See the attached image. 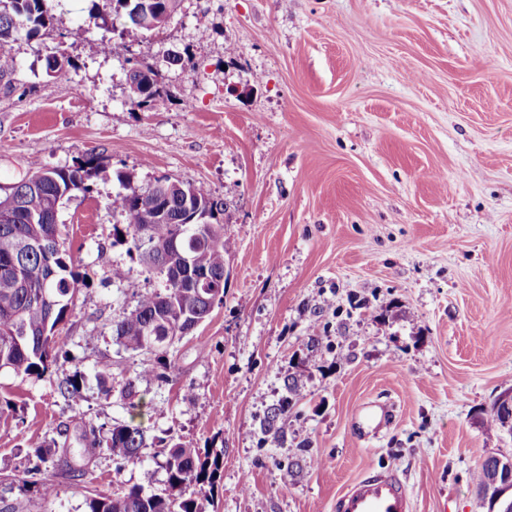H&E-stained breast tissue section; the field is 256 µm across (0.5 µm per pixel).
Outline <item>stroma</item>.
Wrapping results in <instances>:
<instances>
[{"mask_svg":"<svg viewBox=\"0 0 512 512\" xmlns=\"http://www.w3.org/2000/svg\"><path fill=\"white\" fill-rule=\"evenodd\" d=\"M114 6L59 0L0 78V185L35 159L99 162L93 192L58 212L85 280L63 349L45 378L0 371L15 406L0 415V508L87 512L121 485L163 488L149 448L123 468L71 448L48 496L19 482L44 440L128 417L118 393L142 359L112 325L164 281L114 228L125 191L169 178L227 204L224 300L139 392L151 437L220 453L202 512H332L373 467L398 472L415 512H486L473 473L512 455V430L486 423L512 391V0H180L116 54L101 48ZM54 49L72 62L58 77ZM146 66L168 90L158 111L130 98ZM78 372L80 394H62ZM289 377L286 439L262 441ZM371 401L396 406L377 435Z\"/></svg>","mask_w":512,"mask_h":512,"instance_id":"obj_1","label":"stroma"}]
</instances>
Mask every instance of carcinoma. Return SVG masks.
<instances>
[{"label": "carcinoma", "mask_w": 512, "mask_h": 512, "mask_svg": "<svg viewBox=\"0 0 512 512\" xmlns=\"http://www.w3.org/2000/svg\"><path fill=\"white\" fill-rule=\"evenodd\" d=\"M133 7L121 26L103 21L110 37L105 48L119 52L138 41L150 25L168 23L178 0H116L123 9ZM55 0H0V77L12 73L16 59L9 50L19 35L28 39L50 32L55 20ZM71 60L58 50L45 57V71L57 76ZM144 103L162 108L167 93L160 79L145 75L137 81ZM98 175V164L89 157L67 168H53L38 160L11 186L0 188V210L9 211L14 223L0 225V371L41 379L61 345L57 327L72 310L82 283L65 246L61 227L56 225L61 201L79 191H90ZM124 226L117 229L129 249L138 253L144 271L165 280L162 291L139 296L135 308L115 324L116 338L125 350L151 356L135 379L128 381L120 397L129 408L138 404V385L166 377L170 340L183 336L205 321L214 305L224 299V264L227 243L223 215L227 204L213 198L204 185L183 193L157 185L148 190L147 201L137 195L121 199ZM178 239L192 271L210 279L208 288L177 286L172 264L159 258L158 247ZM294 379L284 381V394L269 406L259 420L261 439L284 441L282 423L298 402ZM79 443L92 456L105 449L120 466L141 462V449L148 447V430L134 420L115 422L109 429L92 424L81 430ZM68 451V440L51 439L37 447L36 457L44 465L40 485L51 492L49 474L54 457ZM155 456L165 473L164 488L147 493L137 485L110 496L92 497L87 512H201L196 489L214 487L220 458L201 459L199 449L170 442L157 445Z\"/></svg>", "instance_id": "obj_1"}]
</instances>
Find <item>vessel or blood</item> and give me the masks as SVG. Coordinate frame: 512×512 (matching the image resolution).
I'll return each mask as SVG.
<instances>
[{
  "label": "vessel or blood",
  "mask_w": 512,
  "mask_h": 512,
  "mask_svg": "<svg viewBox=\"0 0 512 512\" xmlns=\"http://www.w3.org/2000/svg\"><path fill=\"white\" fill-rule=\"evenodd\" d=\"M334 512H412V503L402 481L391 470L372 469L340 493Z\"/></svg>",
  "instance_id": "1"
}]
</instances>
